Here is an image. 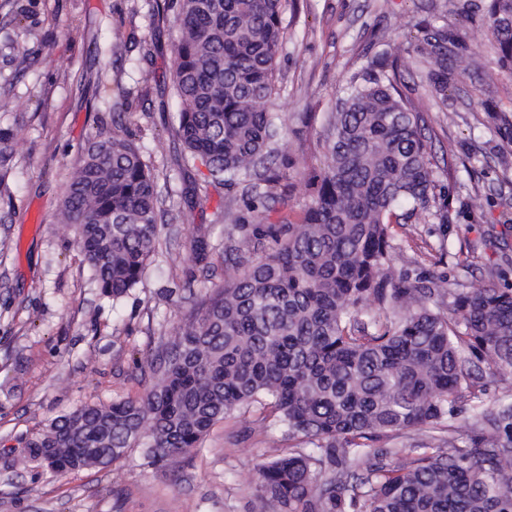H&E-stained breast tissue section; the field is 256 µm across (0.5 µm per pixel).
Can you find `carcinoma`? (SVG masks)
Instances as JSON below:
<instances>
[{"mask_svg": "<svg viewBox=\"0 0 512 512\" xmlns=\"http://www.w3.org/2000/svg\"><path fill=\"white\" fill-rule=\"evenodd\" d=\"M175 136L227 189L250 182L265 206L295 168L274 165L287 0H175ZM502 67L512 70V0H488ZM458 35L423 21L415 49L441 103L463 60ZM320 169H297L310 200L297 220L224 229V286L175 331L145 396L85 405L19 438L55 473L106 466L143 447L159 462L199 447L238 408L270 407L304 448L257 466L253 512H512V289L411 276L393 261V225L438 200L424 120L382 55L353 75ZM12 158L0 131V183ZM259 183H254L253 179ZM157 177L129 133H99L61 205L103 296L142 280L158 237ZM500 375L502 403L452 419L462 393ZM417 431L411 448H394ZM97 452L88 453L86 449Z\"/></svg>", "mask_w": 512, "mask_h": 512, "instance_id": "obj_1", "label": "carcinoma"}]
</instances>
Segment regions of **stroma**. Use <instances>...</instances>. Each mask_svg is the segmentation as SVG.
Here are the masks:
<instances>
[{"label": "stroma", "instance_id": "35a3bbf8", "mask_svg": "<svg viewBox=\"0 0 512 512\" xmlns=\"http://www.w3.org/2000/svg\"><path fill=\"white\" fill-rule=\"evenodd\" d=\"M152 0H0V128L12 136L0 187V512H250L256 464L289 442L254 404L218 421L199 448L172 466L133 448L120 460L55 474L14 450L15 438L89 404L137 399L153 388L170 330L200 314L224 284V257L196 263V237L224 240L225 224L297 219L309 189L295 170L259 212L246 185L204 186L201 167L182 169L172 125L175 10ZM485 0H296L284 24L278 95L285 119L279 155L320 167L324 116L348 78L375 55L398 56L407 93L426 121L449 195L439 216L394 228L417 273L512 287V134L484 104L512 109V74L497 64ZM435 16L458 30L466 72L439 106L410 44ZM151 48L143 58L142 48ZM128 98L130 107L114 110ZM127 128L152 163L166 214L141 283L104 297L82 264L60 206L71 173L96 133ZM499 273H492L493 265Z\"/></svg>", "mask_w": 512, "mask_h": 512}]
</instances>
